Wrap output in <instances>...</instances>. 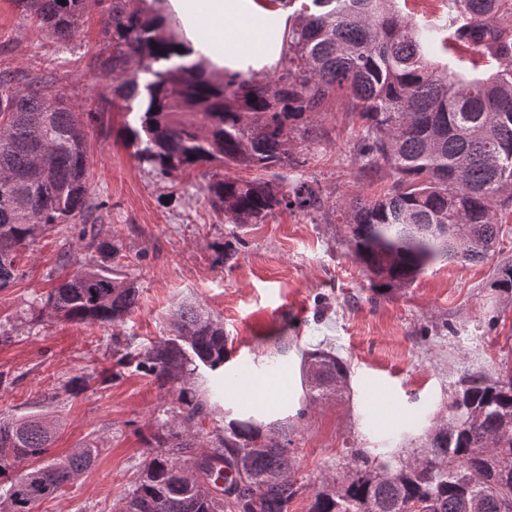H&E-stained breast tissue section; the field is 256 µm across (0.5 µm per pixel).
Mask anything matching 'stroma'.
<instances>
[{"mask_svg": "<svg viewBox=\"0 0 512 512\" xmlns=\"http://www.w3.org/2000/svg\"><path fill=\"white\" fill-rule=\"evenodd\" d=\"M107 43L100 5L88 8L67 44L17 0H0V72L16 86L36 82L68 96L84 112L88 184L100 204L84 222L119 241L122 275L138 290L134 311L114 328L39 316L36 304L54 278L86 254L76 233L61 228L23 249L17 279L0 289V417L58 419L56 457L88 441L100 448L94 466L37 512H115L177 401L143 372L118 365L113 352L169 338L170 316L186 301L221 320L233 359L248 357L256 370L283 345L290 365L327 349L349 366L346 387L328 398L311 401L304 389L296 403L281 395L263 407L228 395L196 425L207 440L235 419L279 425L302 484L289 512H307L315 492L346 471L348 449L389 440L412 454L466 373L493 374L512 361V299L493 286L499 267L512 264V223L490 259L437 262L410 286L376 294L341 242L340 221L283 211L242 230L206 199L214 168L168 178L142 169L121 136L127 116L113 109L112 78L100 66ZM316 122L322 143L284 177L319 186L337 208L383 194L389 177L363 174L355 161L359 117L340 101ZM237 237L236 255L217 265L216 246ZM80 375L87 390L70 394L69 381Z\"/></svg>", "mask_w": 512, "mask_h": 512, "instance_id": "35a3bbf8", "label": "stroma"}]
</instances>
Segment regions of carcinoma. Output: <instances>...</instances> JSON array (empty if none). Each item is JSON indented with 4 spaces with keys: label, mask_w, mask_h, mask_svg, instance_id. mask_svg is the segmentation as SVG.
Segmentation results:
<instances>
[{
    "label": "carcinoma",
    "mask_w": 512,
    "mask_h": 512,
    "mask_svg": "<svg viewBox=\"0 0 512 512\" xmlns=\"http://www.w3.org/2000/svg\"><path fill=\"white\" fill-rule=\"evenodd\" d=\"M512 0H448V24H417L398 0H288V41L281 68L258 79L250 71L215 75L185 60L150 0H107L103 24L120 108L136 110L122 129L139 164L167 177L217 164L269 171L303 166L294 146L321 142L316 116L348 99L364 121L354 145L369 170L385 169L390 189L338 210L343 243L376 291L412 284L429 265L483 262L499 247L512 217ZM58 39L69 42L86 0H18ZM455 41L501 66L463 77L432 59L440 41ZM44 87L19 88L0 76V288L17 275L19 249L48 228L97 204L90 196L82 113L64 97L51 104ZM210 205L239 228L281 210L327 214L322 191L302 179L215 176ZM78 229V228H76ZM98 257L41 298L39 312L74 324L120 326L138 289L107 265L121 253L98 233L78 229ZM176 338L125 353L182 409L160 423L152 455L119 512H288L302 486L291 441L239 420L202 448L191 424L206 403L192 397L199 366L224 368L232 349L224 325L193 304L173 314ZM349 374L335 353L308 355L310 398L323 399ZM58 421L39 414L0 418V512H35L95 462L92 443L47 458ZM342 479L326 484L308 512H512V363L492 376L471 372L448 398L447 415L426 430L419 453L350 449ZM20 459L35 462L13 475Z\"/></svg>",
    "instance_id": "1"
}]
</instances>
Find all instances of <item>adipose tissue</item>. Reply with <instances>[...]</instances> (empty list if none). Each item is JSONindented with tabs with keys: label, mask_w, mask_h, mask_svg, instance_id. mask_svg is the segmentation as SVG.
Masks as SVG:
<instances>
[{
	"label": "adipose tissue",
	"mask_w": 512,
	"mask_h": 512,
	"mask_svg": "<svg viewBox=\"0 0 512 512\" xmlns=\"http://www.w3.org/2000/svg\"><path fill=\"white\" fill-rule=\"evenodd\" d=\"M156 7L184 53L217 73L267 72L288 38V10L270 0H158Z\"/></svg>",
	"instance_id": "ef3b65f1"
}]
</instances>
